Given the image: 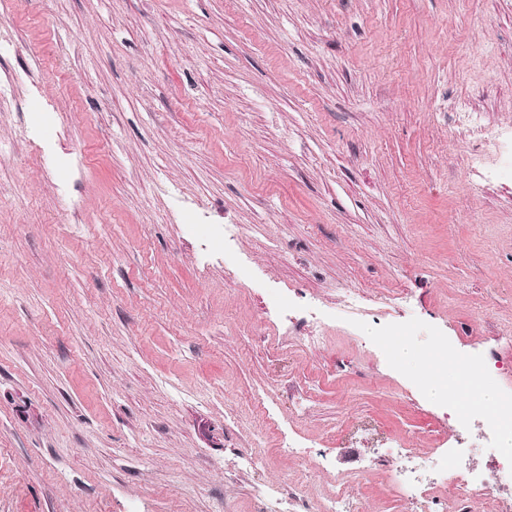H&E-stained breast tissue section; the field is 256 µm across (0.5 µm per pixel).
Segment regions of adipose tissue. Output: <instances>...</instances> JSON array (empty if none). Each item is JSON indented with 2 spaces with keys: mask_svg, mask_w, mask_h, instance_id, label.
Returning <instances> with one entry per match:
<instances>
[{
  "mask_svg": "<svg viewBox=\"0 0 512 512\" xmlns=\"http://www.w3.org/2000/svg\"><path fill=\"white\" fill-rule=\"evenodd\" d=\"M391 349L398 364L415 371L421 390L428 398L454 400L463 410H489L496 405L498 393L494 387L479 384L462 374L449 377L438 373V356L419 353L403 338L392 339Z\"/></svg>",
  "mask_w": 512,
  "mask_h": 512,
  "instance_id": "1",
  "label": "adipose tissue"
}]
</instances>
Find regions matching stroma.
<instances>
[{
	"instance_id": "stroma-1",
	"label": "stroma",
	"mask_w": 512,
	"mask_h": 512,
	"mask_svg": "<svg viewBox=\"0 0 512 512\" xmlns=\"http://www.w3.org/2000/svg\"><path fill=\"white\" fill-rule=\"evenodd\" d=\"M392 329L512 362V0H0V512H421ZM353 490L345 483H340L336 491L320 504L321 512H349L352 508Z\"/></svg>"
}]
</instances>
